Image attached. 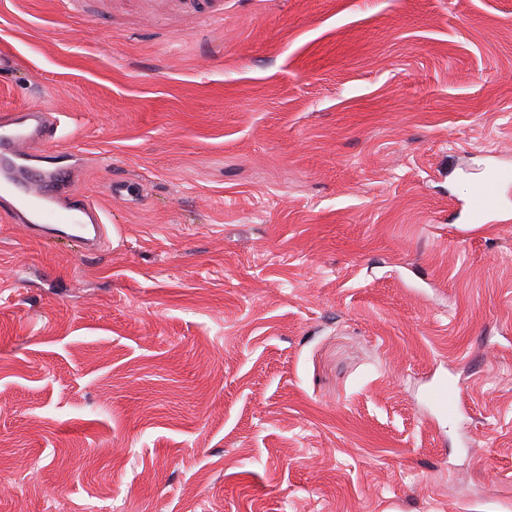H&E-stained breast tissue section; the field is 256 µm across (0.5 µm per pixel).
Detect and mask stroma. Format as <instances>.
<instances>
[{"label": "stroma", "instance_id": "1", "mask_svg": "<svg viewBox=\"0 0 512 512\" xmlns=\"http://www.w3.org/2000/svg\"><path fill=\"white\" fill-rule=\"evenodd\" d=\"M0 57L114 232L0 211V512H512V0H0ZM509 177L505 172H494L484 175L480 180L470 185L472 195L469 218L474 224L484 223L487 218L497 213L502 207V198L497 192V186Z\"/></svg>", "mask_w": 512, "mask_h": 512}]
</instances>
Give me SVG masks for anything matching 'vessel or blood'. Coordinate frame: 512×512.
I'll list each match as a JSON object with an SVG mask.
<instances>
[{
	"mask_svg": "<svg viewBox=\"0 0 512 512\" xmlns=\"http://www.w3.org/2000/svg\"><path fill=\"white\" fill-rule=\"evenodd\" d=\"M61 140L58 113L31 106L0 111V199L11 219L36 237L60 238L82 251L99 248L105 214L77 188L74 155L60 149ZM507 178L498 171L471 183L472 223H484L501 209L497 187Z\"/></svg>",
	"mask_w": 512,
	"mask_h": 512,
	"instance_id": "vessel-or-blood-1",
	"label": "vessel or blood"
}]
</instances>
